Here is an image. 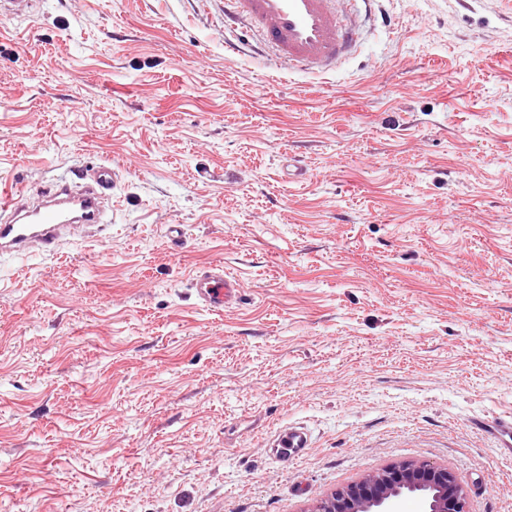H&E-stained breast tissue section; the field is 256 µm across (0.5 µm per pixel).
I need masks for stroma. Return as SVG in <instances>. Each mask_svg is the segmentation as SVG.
<instances>
[{"label": "stroma", "mask_w": 512, "mask_h": 512, "mask_svg": "<svg viewBox=\"0 0 512 512\" xmlns=\"http://www.w3.org/2000/svg\"><path fill=\"white\" fill-rule=\"evenodd\" d=\"M38 2L0 189L119 177L106 243L0 257V512H312L412 460L512 512V0H370L321 75L226 51L220 0ZM190 285L199 305L212 312L221 313L226 308H234L241 304L244 296L240 281L224 273V266L220 263L195 272ZM481 423L496 437L503 448L512 446V415L494 417L490 421ZM271 448L276 449L277 461L281 465L292 463L303 452L310 448L311 440L306 427L301 423H289L279 427L273 435ZM289 448L291 452H289Z\"/></svg>", "instance_id": "obj_1"}]
</instances>
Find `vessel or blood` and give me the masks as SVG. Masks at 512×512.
Segmentation results:
<instances>
[{"label": "vessel or blood", "mask_w": 512, "mask_h": 512, "mask_svg": "<svg viewBox=\"0 0 512 512\" xmlns=\"http://www.w3.org/2000/svg\"><path fill=\"white\" fill-rule=\"evenodd\" d=\"M359 0H224V29L233 46L232 32L244 28L248 37L264 52L274 54L290 67L326 72L359 47L360 24L343 17L340 4ZM117 173L112 166L99 165L91 185L78 189L61 180L52 189L27 198L23 193L0 192V253L25 257L31 245L42 252L56 253L62 235L75 226L103 223V200ZM191 289L206 310L223 312L241 304L244 288L223 264L208 265L195 272ZM500 445L512 446V415L492 418L485 424ZM273 446L280 464L292 463L310 447V435L303 424L279 427Z\"/></svg>", "instance_id": "obj_1"}]
</instances>
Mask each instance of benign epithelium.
Segmentation results:
<instances>
[{"label": "benign epithelium", "mask_w": 512, "mask_h": 512, "mask_svg": "<svg viewBox=\"0 0 512 512\" xmlns=\"http://www.w3.org/2000/svg\"><path fill=\"white\" fill-rule=\"evenodd\" d=\"M417 496L426 512H467L465 488L454 473L430 461L394 464L341 489L311 512H394L403 497Z\"/></svg>", "instance_id": "benign-epithelium-1"}]
</instances>
